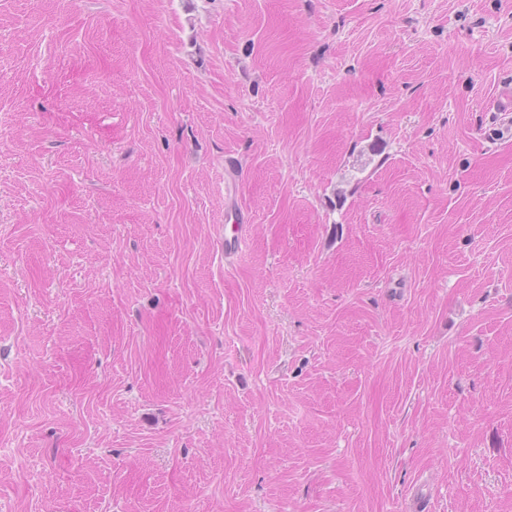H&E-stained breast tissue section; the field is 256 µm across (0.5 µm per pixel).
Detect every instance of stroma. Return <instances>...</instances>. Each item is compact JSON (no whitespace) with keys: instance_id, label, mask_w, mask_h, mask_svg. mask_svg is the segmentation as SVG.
<instances>
[{"instance_id":"35a3bbf8","label":"stroma","mask_w":512,"mask_h":512,"mask_svg":"<svg viewBox=\"0 0 512 512\" xmlns=\"http://www.w3.org/2000/svg\"><path fill=\"white\" fill-rule=\"evenodd\" d=\"M508 81L512 0H0V512H512ZM244 214L239 210H230L224 213V239L222 249L224 259L231 261L242 250L246 241L247 224Z\"/></svg>"}]
</instances>
